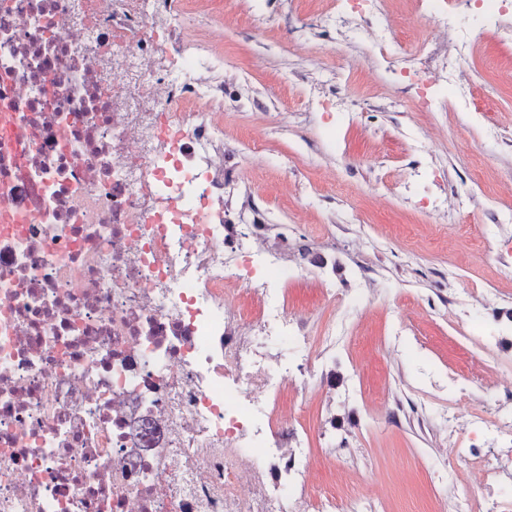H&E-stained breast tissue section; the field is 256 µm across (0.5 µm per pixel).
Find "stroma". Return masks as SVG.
<instances>
[{"mask_svg":"<svg viewBox=\"0 0 512 512\" xmlns=\"http://www.w3.org/2000/svg\"><path fill=\"white\" fill-rule=\"evenodd\" d=\"M333 5L263 0L258 23L253 0H189L224 22V153L240 169L224 221L252 207L280 253L308 252L311 266L288 276L290 307L317 308L325 288L346 300L342 336L318 357L327 394L310 398L302 419L319 450L315 484L340 501L361 491L373 512H452L468 490L492 505L512 491V450L489 437L471 451L469 435L474 418L492 422L512 406L492 359L512 354V44L498 33L512 13L489 18L456 0L448 25L472 24L465 71L475 102L493 111L489 138L450 92L423 109L366 43H336L320 25ZM340 96L347 112L334 108ZM474 323L490 347L471 342ZM462 390L471 411L448 420ZM480 463L490 479L476 486Z\"/></svg>","mask_w":512,"mask_h":512,"instance_id":"35a3bbf8","label":"stroma"}]
</instances>
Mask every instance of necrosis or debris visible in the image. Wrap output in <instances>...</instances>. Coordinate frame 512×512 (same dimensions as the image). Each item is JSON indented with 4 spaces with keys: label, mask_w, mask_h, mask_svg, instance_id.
Returning a JSON list of instances; mask_svg holds the SVG:
<instances>
[{
    "label": "necrosis or debris",
    "mask_w": 512,
    "mask_h": 512,
    "mask_svg": "<svg viewBox=\"0 0 512 512\" xmlns=\"http://www.w3.org/2000/svg\"><path fill=\"white\" fill-rule=\"evenodd\" d=\"M182 2L0 0V512H336L282 404L326 385L273 348L310 314L258 225L224 221V24ZM358 3L325 24L469 109L468 37L424 72L425 41L388 52L390 0Z\"/></svg>",
    "instance_id": "4bbe7bcc"
}]
</instances>
